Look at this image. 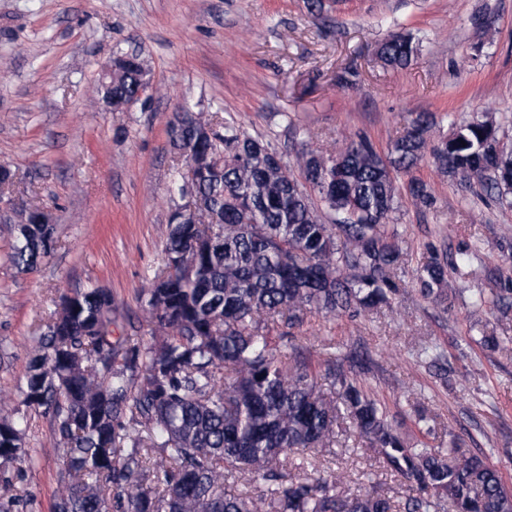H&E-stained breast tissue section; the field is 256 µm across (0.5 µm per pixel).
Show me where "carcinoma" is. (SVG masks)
Wrapping results in <instances>:
<instances>
[{
  "label": "carcinoma",
  "mask_w": 512,
  "mask_h": 512,
  "mask_svg": "<svg viewBox=\"0 0 512 512\" xmlns=\"http://www.w3.org/2000/svg\"><path fill=\"white\" fill-rule=\"evenodd\" d=\"M412 33L383 41L378 59L405 68L418 55ZM146 70L137 55L95 88L104 102L130 100ZM435 135L421 112L388 152L364 135L339 153L299 143L291 172L286 154L244 131L228 115L192 113L171 137L186 158L169 196L200 205L170 207L162 264L144 290L148 340L112 336L116 307L101 288L61 299L32 349L22 403L50 415L62 451L53 512H512V489L485 455L406 437L357 375L326 359L323 378L334 399L298 355L273 343L269 323L294 329L310 315L353 318L391 306L403 292L398 234L389 228L399 188L393 173L430 156L435 167L490 197L512 194V150L488 119L458 123ZM407 195L430 207L419 178ZM10 263L36 269L56 246L49 214L15 211L7 226ZM448 255L429 249L416 269L415 291L448 311ZM512 288L470 297L479 311L508 308ZM511 338L489 332L486 351ZM419 433L433 418L414 408ZM357 429L380 466L401 479L405 500L374 489L350 496L345 476L286 472L336 439L343 420ZM27 413L0 418V460L25 458ZM236 474L260 484L254 494L228 492Z\"/></svg>",
  "instance_id": "obj_1"
}]
</instances>
